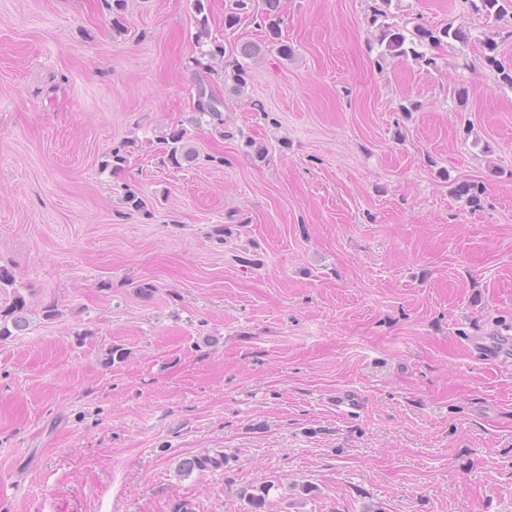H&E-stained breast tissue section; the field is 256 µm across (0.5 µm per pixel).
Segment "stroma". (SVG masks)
Instances as JSON below:
<instances>
[{
  "instance_id": "stroma-1",
  "label": "stroma",
  "mask_w": 512,
  "mask_h": 512,
  "mask_svg": "<svg viewBox=\"0 0 512 512\" xmlns=\"http://www.w3.org/2000/svg\"><path fill=\"white\" fill-rule=\"evenodd\" d=\"M209 3L218 43L262 45L242 88L195 68L193 0H127L118 30L105 0H0V309L27 319L0 512H247L261 484L264 512H512V362L470 349L512 330V86L479 57L512 68V13L392 0L468 34L433 69L377 64L379 0H282L285 56ZM497 43L493 38L487 37L482 42V57L491 69L494 77L502 83L512 86V69H506L496 59ZM208 93L209 91L205 83H200L196 98L193 100V112L198 115V121L207 117V122L211 123L216 128L222 127L223 129L224 116L220 105H218L221 101L214 97L212 93H210V95H208ZM163 142L164 149L163 162L169 163L174 167H182V162L195 161L196 152L188 146L187 132L183 128L174 129Z\"/></svg>"
}]
</instances>
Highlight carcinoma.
<instances>
[{
    "mask_svg": "<svg viewBox=\"0 0 512 512\" xmlns=\"http://www.w3.org/2000/svg\"><path fill=\"white\" fill-rule=\"evenodd\" d=\"M206 9L208 5L205 4V0H194L195 42L199 52L193 63L198 69L209 71L211 65L203 62V59L212 58L218 54L223 55L225 49L215 41L212 42V48L204 49L206 40L211 37ZM281 11V0H229V6L224 14V26L232 29L247 21L265 30L268 43L278 47L279 53L286 56L288 46L280 42ZM450 39L466 43L469 37L451 24L439 29H428L420 25L409 29L397 24L383 23L379 27L377 37L379 46L377 62L382 64L388 60L411 56L425 66L435 69L439 59V49ZM496 50L497 43L493 38L484 39L482 42L484 61L496 79L512 86V69L505 68L497 61ZM193 112L198 115V119L206 118L215 127L224 126L220 100L209 94L207 86L203 83L198 86L196 98L193 100ZM164 160L177 168L182 167V163L186 161L196 160V152L188 146L186 130L175 129L165 139ZM25 308L24 296L17 294L12 305L0 310V339L11 335L10 327L21 326V313ZM7 320L11 321V325L5 324ZM270 489L271 485L263 484L249 493L250 512H262Z\"/></svg>",
    "mask_w": 512,
    "mask_h": 512,
    "instance_id": "1",
    "label": "carcinoma"
}]
</instances>
